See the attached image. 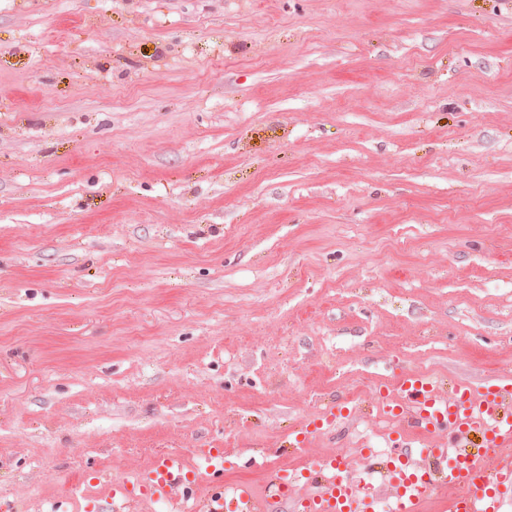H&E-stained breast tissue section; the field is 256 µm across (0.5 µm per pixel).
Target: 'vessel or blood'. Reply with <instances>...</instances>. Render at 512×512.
<instances>
[{"label": "vessel or blood", "instance_id": "vessel-or-blood-1", "mask_svg": "<svg viewBox=\"0 0 512 512\" xmlns=\"http://www.w3.org/2000/svg\"><path fill=\"white\" fill-rule=\"evenodd\" d=\"M395 407L407 431L435 438L427 468L402 461L378 466L367 457L365 467L394 491L392 512H421L437 491H449L448 512H504L512 500V388L464 384L442 392L429 378L407 375L396 389ZM223 451L205 455L190 466L182 451L172 450L132 483L112 485L113 512H128L134 499L164 502L169 512H270L249 483L225 485ZM308 480L319 495L296 503L297 512H371L370 486L353 479L346 460L316 459ZM214 477L216 489L198 497L197 475Z\"/></svg>", "mask_w": 512, "mask_h": 512}]
</instances>
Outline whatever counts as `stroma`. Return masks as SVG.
Listing matches in <instances>:
<instances>
[{
  "instance_id": "35a3bbf8",
  "label": "stroma",
  "mask_w": 512,
  "mask_h": 512,
  "mask_svg": "<svg viewBox=\"0 0 512 512\" xmlns=\"http://www.w3.org/2000/svg\"><path fill=\"white\" fill-rule=\"evenodd\" d=\"M409 371L512 384V0H0V512Z\"/></svg>"
}]
</instances>
